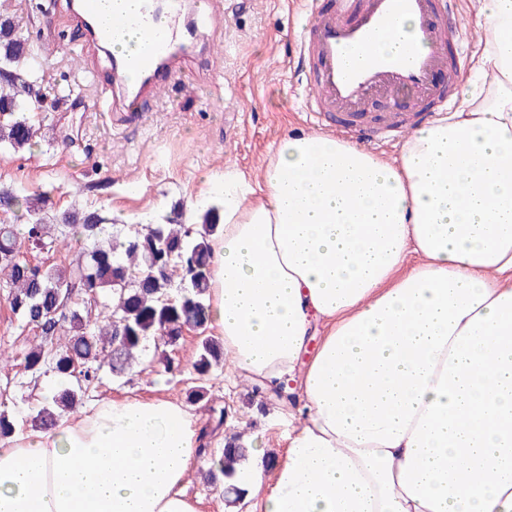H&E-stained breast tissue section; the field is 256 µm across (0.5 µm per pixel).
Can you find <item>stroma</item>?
Returning <instances> with one entry per match:
<instances>
[{
  "instance_id": "stroma-1",
  "label": "stroma",
  "mask_w": 512,
  "mask_h": 512,
  "mask_svg": "<svg viewBox=\"0 0 512 512\" xmlns=\"http://www.w3.org/2000/svg\"><path fill=\"white\" fill-rule=\"evenodd\" d=\"M41 2L0 0V14L19 20L38 54L50 92L30 112L39 130L35 145L19 152L0 147V188L43 195L56 211L95 210L119 225L147 224L175 208L188 218L210 179L228 169L260 178L270 146L309 129L301 107L304 83L288 64L307 20L302 0H224L221 51L187 62L182 83L124 125L96 107V90L81 78L76 48L84 34L67 25L69 0H52L48 12ZM8 295L0 287V351L10 355L0 363V403L25 419L59 385L25 372L23 352L37 333L14 317ZM198 346V331L185 330L167 351L174 370L147 358L124 378L103 373L81 404L126 397L185 404L206 437L184 492L201 500L202 512H218L221 498L208 474L225 436L241 434L276 464L286 454L291 407L227 366L207 381L203 400L189 401Z\"/></svg>"
}]
</instances>
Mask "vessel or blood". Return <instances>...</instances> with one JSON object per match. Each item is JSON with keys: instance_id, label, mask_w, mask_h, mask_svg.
Here are the masks:
<instances>
[{"instance_id": "b4317fda", "label": "vessel or blood", "mask_w": 512, "mask_h": 512, "mask_svg": "<svg viewBox=\"0 0 512 512\" xmlns=\"http://www.w3.org/2000/svg\"><path fill=\"white\" fill-rule=\"evenodd\" d=\"M106 0H74L70 20L88 39L79 49L84 73L97 85L106 112L139 113L162 89L174 86L179 67L203 41L198 21L223 15L222 0H138L131 10L106 8ZM310 21L296 45L298 66L307 68L303 109L311 125L333 130L350 143L389 132L403 133L447 114L454 98L433 82L435 73L459 71L464 55H449V43L469 40L461 26L446 21L441 0H336L323 10L307 0ZM400 15L415 23L416 47L365 60L352 53L383 33ZM147 35V46L113 56L100 72L97 52L120 38ZM376 97L391 99L387 112L367 111Z\"/></svg>"}]
</instances>
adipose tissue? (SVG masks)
I'll return each instance as SVG.
<instances>
[{
  "label": "adipose tissue",
  "instance_id": "ef3b65f1",
  "mask_svg": "<svg viewBox=\"0 0 512 512\" xmlns=\"http://www.w3.org/2000/svg\"><path fill=\"white\" fill-rule=\"evenodd\" d=\"M478 4L456 111L397 158L289 135L210 193L209 326L298 406L238 474L264 512H512V0ZM199 444L181 404L96 402L0 441V512H200Z\"/></svg>",
  "mask_w": 512,
  "mask_h": 512
}]
</instances>
